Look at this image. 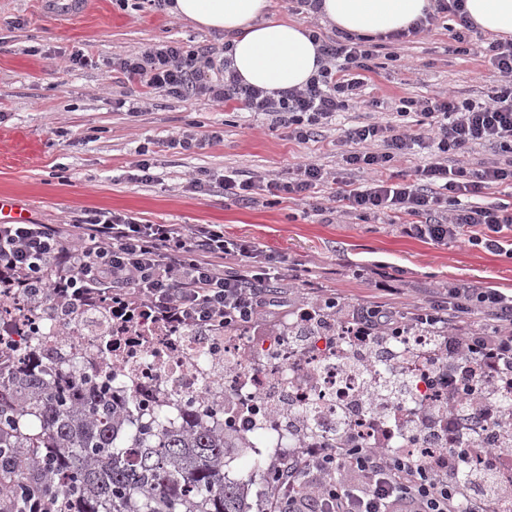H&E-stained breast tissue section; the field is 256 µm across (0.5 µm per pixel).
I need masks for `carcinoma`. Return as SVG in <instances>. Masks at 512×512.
Here are the masks:
<instances>
[{
	"label": "carcinoma",
	"mask_w": 512,
	"mask_h": 512,
	"mask_svg": "<svg viewBox=\"0 0 512 512\" xmlns=\"http://www.w3.org/2000/svg\"><path fill=\"white\" fill-rule=\"evenodd\" d=\"M380 387L405 393L393 371ZM133 403L106 384L73 393L37 344L0 371V485L12 490V509L34 492L51 512H252V489L269 475L257 466L224 477L241 448L232 435L199 409L171 419L131 412Z\"/></svg>",
	"instance_id": "obj_1"
}]
</instances>
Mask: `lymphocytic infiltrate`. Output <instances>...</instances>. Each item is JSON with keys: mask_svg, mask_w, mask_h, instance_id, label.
I'll use <instances>...</instances> for the list:
<instances>
[{"mask_svg": "<svg viewBox=\"0 0 512 512\" xmlns=\"http://www.w3.org/2000/svg\"><path fill=\"white\" fill-rule=\"evenodd\" d=\"M319 41L324 64L304 87L275 93L241 83L228 59L209 48L164 41L114 58L113 70L147 91L175 98L238 101L253 112L275 114L279 126L301 143L336 121L349 99L364 86L377 46L349 34ZM500 82L490 103L452 96L416 102L414 130L386 121L362 122L345 131L355 151L343 155L348 169L369 173L364 185L340 181L336 199L350 209L408 216L407 235L445 244L463 240L512 258L504 232H512V202L484 204L483 190L512 186V39L482 41L477 47ZM428 149L432 162L413 179L391 182L379 174L414 147ZM476 146L493 149L494 159L469 167L457 160ZM321 165L297 166L287 179L259 183L199 171L189 181L195 191L211 184L226 196L251 200L269 196L310 197L328 186ZM281 257L260 254L251 242L229 238L220 224H146L98 210L84 211L74 224H0V282L21 291L49 289L56 300L95 306L111 302L115 313L137 310L167 327L221 331L254 323L277 300L271 285L286 281ZM482 313L490 334L457 336L461 351L480 354L486 375L512 378V296L489 288L449 289L418 306L413 314L388 304L361 305L347 324L364 334L406 330L409 320L441 330L472 313ZM460 485L458 469L436 470L428 463L388 449L338 446L298 451L271 470L265 512H512V483L488 490L486 476Z\"/></svg>", "mask_w": 512, "mask_h": 512, "instance_id": "1", "label": "lymphocytic infiltrate"}]
</instances>
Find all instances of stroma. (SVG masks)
<instances>
[{
  "instance_id": "35a3bbf8",
  "label": "stroma",
  "mask_w": 512,
  "mask_h": 512,
  "mask_svg": "<svg viewBox=\"0 0 512 512\" xmlns=\"http://www.w3.org/2000/svg\"><path fill=\"white\" fill-rule=\"evenodd\" d=\"M454 18H439L431 33L383 42L371 62L361 102H349L317 140L300 143L272 116L236 102L177 99L140 87L113 71L112 59L170 39L224 55V35L173 19L145 0H94L72 19L45 0H0V195L28 208L38 224H70L85 210H103L153 224H220L266 253L282 256L296 275L283 285L284 303L259 321L269 329L314 308L319 285L336 292L335 319L372 301L377 272L401 290L394 310L405 313L449 284H472L512 294V259L465 242L445 245L407 236L393 214H363L322 199L318 204L266 194L254 201L227 198L221 188L196 193L188 181L207 170L266 181L314 161L339 172L350 125L389 119L404 100L435 95L484 102L496 83L482 58L456 52ZM83 53L88 63L73 65ZM193 126L221 131L192 151L162 149L157 179L132 180L140 146Z\"/></svg>"
}]
</instances>
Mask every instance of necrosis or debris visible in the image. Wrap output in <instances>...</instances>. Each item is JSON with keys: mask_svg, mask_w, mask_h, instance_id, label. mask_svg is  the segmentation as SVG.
Segmentation results:
<instances>
[{"mask_svg": "<svg viewBox=\"0 0 512 512\" xmlns=\"http://www.w3.org/2000/svg\"><path fill=\"white\" fill-rule=\"evenodd\" d=\"M42 312L29 314L25 304L0 301V366H16L24 347L39 338L65 359L59 367L65 382L82 390L93 376L111 378L115 391L133 396L147 408L205 407L213 423L224 426L261 459H278L301 448H332L337 433L359 444L403 453L426 452L414 431L396 433V425L456 423L467 405L483 410L489 392L500 382L476 378L464 386L468 366L450 345H432L429 337L410 334L389 361L401 368L419 354L407 377L411 402L396 401L376 389L375 370L367 355L371 339L342 335L328 322L297 338L278 330L250 336L201 335L193 330L168 334L141 317L115 328L104 317L75 307L63 313L48 291H40ZM512 433V408L497 405L491 419L476 428V463L486 465L490 451ZM437 469L450 466L438 452H426Z\"/></svg>", "mask_w": 512, "mask_h": 512, "instance_id": "obj_1", "label": "necrosis or debris"}]
</instances>
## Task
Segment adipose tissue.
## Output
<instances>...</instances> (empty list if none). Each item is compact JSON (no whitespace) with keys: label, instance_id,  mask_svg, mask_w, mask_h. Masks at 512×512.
<instances>
[{"label":"adipose tissue","instance_id":"obj_1","mask_svg":"<svg viewBox=\"0 0 512 512\" xmlns=\"http://www.w3.org/2000/svg\"><path fill=\"white\" fill-rule=\"evenodd\" d=\"M432 0H320L318 16L337 31L385 36L408 30L431 11ZM268 0H174L173 15L224 33L231 66L243 83L268 92L304 86L321 66L318 44L295 21L267 16ZM482 32L512 36V0H465Z\"/></svg>","mask_w":512,"mask_h":512}]
</instances>
